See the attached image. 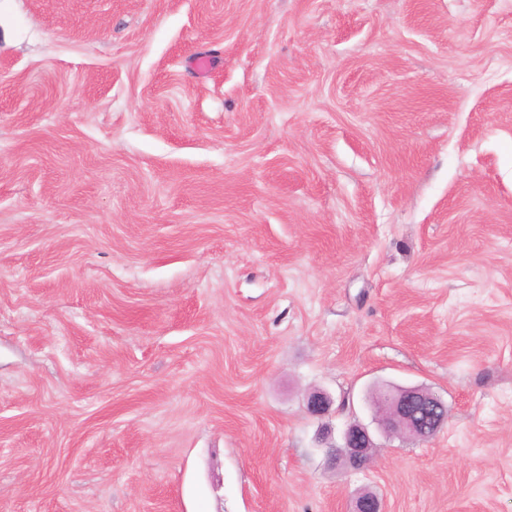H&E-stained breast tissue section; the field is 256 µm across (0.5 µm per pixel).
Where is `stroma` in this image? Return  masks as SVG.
I'll return each mask as SVG.
<instances>
[{"label":"stroma","mask_w":512,"mask_h":512,"mask_svg":"<svg viewBox=\"0 0 512 512\" xmlns=\"http://www.w3.org/2000/svg\"><path fill=\"white\" fill-rule=\"evenodd\" d=\"M364 488L512 512V0H0V512ZM375 402L381 407L378 424L390 437L425 441L434 437L448 422L445 402L419 386H389L378 389ZM422 411L426 419L416 414ZM329 431L323 433L325 453L332 467L360 470L368 467L374 441L369 429L360 423L349 425L341 434L340 443L329 442Z\"/></svg>","instance_id":"1"}]
</instances>
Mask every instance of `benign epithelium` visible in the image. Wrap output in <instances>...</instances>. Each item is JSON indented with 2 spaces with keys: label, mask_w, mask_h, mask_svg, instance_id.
Instances as JSON below:
<instances>
[{
  "label": "benign epithelium",
  "mask_w": 512,
  "mask_h": 512,
  "mask_svg": "<svg viewBox=\"0 0 512 512\" xmlns=\"http://www.w3.org/2000/svg\"><path fill=\"white\" fill-rule=\"evenodd\" d=\"M375 402L381 407L378 424L390 437L413 438L425 441L434 437L448 422L445 402L419 386H389L377 390ZM333 404L332 396L316 390L309 394L308 413L320 417ZM329 432L323 433L325 453L332 467L360 470L368 467L374 441L369 429L360 424L349 425L341 434L340 443L329 441ZM352 512H384L380 496L371 491L361 492Z\"/></svg>",
  "instance_id": "benign-epithelium-1"
}]
</instances>
